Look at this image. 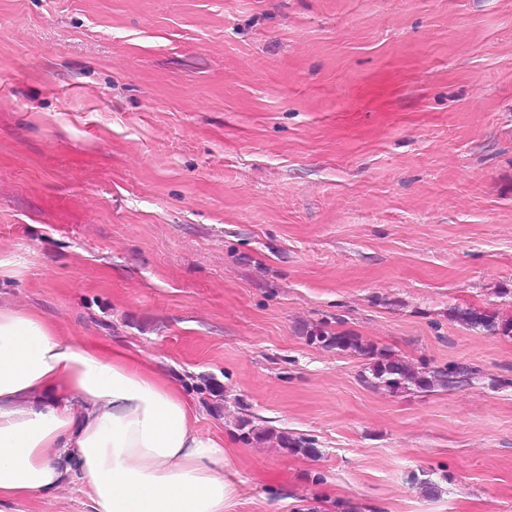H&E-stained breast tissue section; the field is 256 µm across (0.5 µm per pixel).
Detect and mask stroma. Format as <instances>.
<instances>
[{
	"mask_svg": "<svg viewBox=\"0 0 512 512\" xmlns=\"http://www.w3.org/2000/svg\"><path fill=\"white\" fill-rule=\"evenodd\" d=\"M4 307L180 387L226 512H512V0H0ZM309 340L312 343H319L327 348H336L338 350H354L356 352H362L363 355H369L372 353L369 346H365L358 342L353 336H349L344 333H329L319 332L315 335H311ZM386 363H378L371 369L373 385H383L388 388H399L402 385L414 384L418 387L439 386L444 389H455L465 384L470 385L479 373L467 365H447L444 368H434L422 375L413 366L402 360L385 359Z\"/></svg>",
	"mask_w": 512,
	"mask_h": 512,
	"instance_id": "1",
	"label": "stroma"
}]
</instances>
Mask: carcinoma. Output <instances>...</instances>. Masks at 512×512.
Instances as JSON below:
<instances>
[{"instance_id": "obj_1", "label": "carcinoma", "mask_w": 512, "mask_h": 512, "mask_svg": "<svg viewBox=\"0 0 512 512\" xmlns=\"http://www.w3.org/2000/svg\"><path fill=\"white\" fill-rule=\"evenodd\" d=\"M313 343H319L327 348L338 350H354L365 355L371 354V349L358 342L353 336L344 333L319 332L309 337ZM373 385H383L388 388H398L402 385L414 384L418 387L439 386L444 389H455L471 384L478 378L477 370L467 365H449L444 368H434L424 376L410 364L402 360H386L371 369Z\"/></svg>"}]
</instances>
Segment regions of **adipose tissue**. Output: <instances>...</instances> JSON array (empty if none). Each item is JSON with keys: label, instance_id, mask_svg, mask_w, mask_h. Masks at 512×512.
<instances>
[{"label": "adipose tissue", "instance_id": "1", "mask_svg": "<svg viewBox=\"0 0 512 512\" xmlns=\"http://www.w3.org/2000/svg\"><path fill=\"white\" fill-rule=\"evenodd\" d=\"M144 363L0 308V502L80 483L94 512H224V440Z\"/></svg>", "mask_w": 512, "mask_h": 512}]
</instances>
